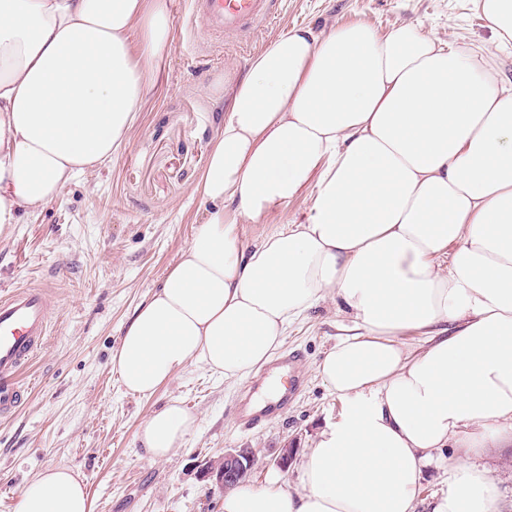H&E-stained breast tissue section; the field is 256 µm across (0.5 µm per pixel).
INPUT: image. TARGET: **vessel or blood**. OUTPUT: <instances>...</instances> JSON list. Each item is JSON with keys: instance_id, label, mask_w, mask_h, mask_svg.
Returning <instances> with one entry per match:
<instances>
[{"instance_id": "vessel-or-blood-1", "label": "vessel or blood", "mask_w": 512, "mask_h": 512, "mask_svg": "<svg viewBox=\"0 0 512 512\" xmlns=\"http://www.w3.org/2000/svg\"><path fill=\"white\" fill-rule=\"evenodd\" d=\"M194 14L201 16L217 39L250 32L267 21L280 0H191ZM53 299L43 287H28L0 294V413L15 411L29 386L23 380L49 333ZM274 406L255 410L241 405L234 415L239 424L252 429L270 415Z\"/></svg>"}]
</instances>
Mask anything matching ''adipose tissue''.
Instances as JSON below:
<instances>
[{"label": "adipose tissue", "mask_w": 512, "mask_h": 512, "mask_svg": "<svg viewBox=\"0 0 512 512\" xmlns=\"http://www.w3.org/2000/svg\"><path fill=\"white\" fill-rule=\"evenodd\" d=\"M512 53V0H474ZM169 0H0V238L129 142L169 49ZM496 53L401 23L294 26L222 81L228 100L195 193L212 208L111 356L148 398L186 366L235 382L289 324L334 301L343 335L317 365L344 401L279 477L224 494L223 512H500L477 459L512 447V80ZM311 192L304 217L252 244L259 222ZM418 330L424 350L402 335ZM200 425L169 401L138 427L144 455ZM18 512H92L77 472L52 466ZM447 489L445 476L434 467L426 469L419 489L418 499L420 501L419 512H427L431 499L441 491Z\"/></svg>", "instance_id": "adipose-tissue-1"}]
</instances>
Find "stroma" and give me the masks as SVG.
<instances>
[{
  "instance_id": "obj_1",
  "label": "stroma",
  "mask_w": 512,
  "mask_h": 512,
  "mask_svg": "<svg viewBox=\"0 0 512 512\" xmlns=\"http://www.w3.org/2000/svg\"><path fill=\"white\" fill-rule=\"evenodd\" d=\"M187 2L172 0L170 50L128 145L0 241V292L54 284L51 334L25 374L32 390L0 416V512H17L19 490L58 465L80 470L93 512H222L223 491L206 468L225 450L257 449L247 485L260 488L277 474L285 442L309 448L341 419L343 400L316 371L338 333L329 301L293 322L281 347L301 354V394L251 430L236 421L234 405L244 383L261 394L268 370L231 383L189 366L149 399L124 394L112 372L123 328L208 217L209 203L193 189L224 124L215 86L226 69L245 74L248 60L294 25L320 31L364 21L383 35L411 22L455 45L494 46L473 0H284L274 19L220 43ZM172 398L198 414L200 429L177 456L149 460L135 433Z\"/></svg>"
}]
</instances>
